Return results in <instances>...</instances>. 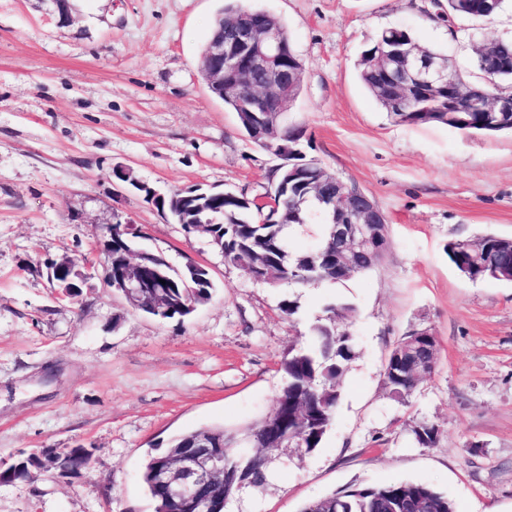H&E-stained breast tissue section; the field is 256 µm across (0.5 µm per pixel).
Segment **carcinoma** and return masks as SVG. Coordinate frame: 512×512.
I'll list each match as a JSON object with an SVG mask.
<instances>
[{
	"instance_id": "1",
	"label": "carcinoma",
	"mask_w": 512,
	"mask_h": 512,
	"mask_svg": "<svg viewBox=\"0 0 512 512\" xmlns=\"http://www.w3.org/2000/svg\"><path fill=\"white\" fill-rule=\"evenodd\" d=\"M482 0H447L448 16L472 17L480 10ZM500 58L508 62V67L490 75L486 68V57L477 54V67L483 81L469 84L462 80L456 70L451 77L465 86L464 102L468 111L462 113L466 122L460 124L455 113L442 110L434 101H423L409 105L405 111L394 108L388 96L382 92L383 82L379 54L393 49L409 50L417 47L410 34L399 28H388L378 33L372 46L365 50L359 61V78L366 91L397 124L422 125L438 123L465 133L493 135L512 131V112H500L495 118L481 111L490 95H501L512 99V43L496 42ZM202 189L190 188L168 193L166 215L183 225L185 232L201 231L210 240H218L216 248H224V258L234 265L241 266L258 275H268V284L283 288H301L311 283L345 282V276L336 267L332 258L333 245L329 241L328 227H321L320 240L311 250L293 254L290 251L287 233L294 226L310 223L318 211L316 202L304 200L299 195L286 196L284 206L288 213V223L265 224L258 226L263 210L255 203L244 206V194L224 196L222 201H209L200 196ZM192 197L191 204L201 205L208 213H213L218 223L202 228L193 225L188 229L184 219L188 212L179 207L180 201ZM479 249L470 247L467 240L451 241L447 245L449 261L471 281L488 277L485 264L495 261L512 268V238L486 234L480 238ZM213 284L209 271L195 264L185 267V278L173 277V282L162 290L160 301L148 303L139 312L162 319H181L190 314L195 306L210 299ZM326 321L318 322L310 328L311 340L308 344L295 346L280 363L285 376L274 409L279 421L280 435L299 442L305 451L311 452L320 447L324 436L331 427L339 402V387L342 378L355 356L353 335L336 329L335 317L338 309H326ZM390 362H385L383 376L385 385L392 397L403 400L410 396L415 387L407 378L389 372ZM269 418L264 417L249 429L247 439L252 451L224 454V470L215 473L203 487L202 493L210 500L213 512H224V502L236 494V486L229 483L226 472L244 474L260 488L267 481L268 461L264 452L271 447L274 439L266 434ZM418 443L431 446L437 442L439 432L426 425L413 428ZM218 437L224 447H230L233 436L221 426H213L182 432L174 436L168 448L145 460L142 480L149 496L155 503L154 512H180V508L169 502L167 490L155 482V467L171 460L193 447L202 437ZM415 501L419 504L416 512H454L448 497L433 486L414 481H399L382 486H355L348 490L327 495L312 501L302 512H398L404 503Z\"/></svg>"
}]
</instances>
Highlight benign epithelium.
Instances as JSON below:
<instances>
[{"instance_id": "obj_1", "label": "benign epithelium", "mask_w": 512, "mask_h": 512, "mask_svg": "<svg viewBox=\"0 0 512 512\" xmlns=\"http://www.w3.org/2000/svg\"><path fill=\"white\" fill-rule=\"evenodd\" d=\"M251 10L242 8L233 16H220L217 32L208 41L201 54L200 71L204 73L210 91L224 95H237L243 111L253 119L251 132L255 138L266 136L268 113L286 114L293 96L285 89L300 78L298 71L291 67L288 56V42L272 17H267L263 27L250 22ZM403 80L387 87L398 94L406 103L414 96H437V91L448 94V111L462 112L461 91L449 78L446 65L435 62L423 54L403 55ZM281 136L286 143L279 145L277 156L283 165L296 170L301 163L293 160L297 150L291 143L298 142V128L284 125ZM321 197L328 204L324 218L330 225L331 243L336 249V261L350 268L359 266L361 259L376 261L382 250L387 248L388 224L386 216L376 202L364 192L346 190L343 181L334 176L321 186ZM283 185H272L262 196L270 219L276 223ZM131 230V224L117 222L107 228V233L98 242L95 252L106 256L105 283L133 305L149 288L162 287V281L169 277L162 271L149 268L141 262L132 261L123 274L112 276V240ZM94 262L87 259L84 269H79L70 260L48 264V279L61 290V296L73 298L78 294L80 284L91 277ZM76 455L70 448L54 451L45 461V467H54L59 475L72 474L69 458ZM224 468V454L205 444L201 449L178 457L170 469L159 471V479L171 485V492L183 504L186 512H211L208 500L201 496L199 489L210 477Z\"/></svg>"}]
</instances>
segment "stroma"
I'll return each mask as SVG.
<instances>
[{"label":"stroma","instance_id":"1","mask_svg":"<svg viewBox=\"0 0 512 512\" xmlns=\"http://www.w3.org/2000/svg\"><path fill=\"white\" fill-rule=\"evenodd\" d=\"M224 0H0V470L45 448L85 446L89 474L0 484V512H154L149 454L183 431L239 428L270 414L280 361L327 305L356 356L320 448L269 454L273 475L226 512H301L357 485L427 483L455 512H512V284L472 282L448 242L512 237V134L393 123L361 85L357 62L379 32L406 30L478 80L474 49L512 39V0L493 19L443 20L447 0H243L286 28L304 63L289 123L308 158L383 210L381 263L342 283L271 288L186 234L143 193L201 186L269 189L281 160L238 127L199 73ZM131 222L140 249L206 267L212 297L184 320L132 310L97 268L61 299L46 264L80 258L107 225ZM294 317L280 310L284 298ZM429 328L434 373L393 399L383 365L406 333ZM436 424L435 446L411 432Z\"/></svg>","mask_w":512,"mask_h":512}]
</instances>
